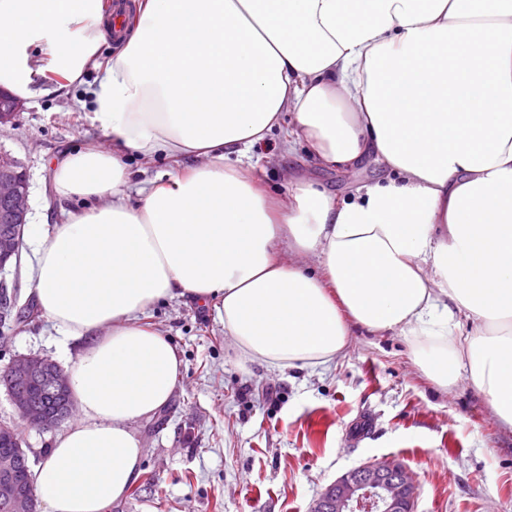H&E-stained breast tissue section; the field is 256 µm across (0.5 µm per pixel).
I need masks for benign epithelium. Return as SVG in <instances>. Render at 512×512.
I'll list each match as a JSON object with an SVG mask.
<instances>
[{
	"label": "benign epithelium",
	"instance_id": "1",
	"mask_svg": "<svg viewBox=\"0 0 512 512\" xmlns=\"http://www.w3.org/2000/svg\"><path fill=\"white\" fill-rule=\"evenodd\" d=\"M22 102L0 89V129L13 123ZM29 183L22 162L0 150V270L20 261L24 229L28 224ZM16 289L0 281V316L15 307ZM28 381L40 382L53 396L71 394L69 376L49 358L26 355L13 360L0 374L21 420L29 427L50 429L68 418L66 410L48 412L23 393ZM0 437L11 442L0 456V503L6 512H36L33 475L28 454L16 431L0 424ZM418 489L408 469L395 461L364 463L328 485L312 503L309 512H414Z\"/></svg>",
	"mask_w": 512,
	"mask_h": 512
}]
</instances>
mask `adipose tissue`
Wrapping results in <instances>:
<instances>
[{"label":"adipose tissue","instance_id":"1","mask_svg":"<svg viewBox=\"0 0 512 512\" xmlns=\"http://www.w3.org/2000/svg\"><path fill=\"white\" fill-rule=\"evenodd\" d=\"M133 9L104 62L103 0H0V87L26 99L35 76L95 70L111 142L55 172L59 196L100 205L29 227L40 310L61 345L87 341L69 371L76 416L34 470L42 512H108L140 475L134 424L181 368L139 321L163 299L212 305L241 358L272 370L331 362L354 325L403 336L432 381L467 375L512 427V0ZM286 118L320 161L371 155L392 178L339 201L292 174L288 198L272 196L248 156ZM130 150L199 163L134 202Z\"/></svg>","mask_w":512,"mask_h":512}]
</instances>
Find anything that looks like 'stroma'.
I'll return each mask as SVG.
<instances>
[{
  "label": "stroma",
  "mask_w": 512,
  "mask_h": 512,
  "mask_svg": "<svg viewBox=\"0 0 512 512\" xmlns=\"http://www.w3.org/2000/svg\"><path fill=\"white\" fill-rule=\"evenodd\" d=\"M97 74L63 87L36 77L0 146L30 174V223L54 225L93 206L59 197L54 162L110 143L92 104ZM274 135L251 150L258 180L287 196L286 172L307 174L336 199L350 197L390 171L370 160L328 166L305 142L282 153ZM177 350L180 375L169 403L135 423L142 473L109 512H309L337 478L369 461L397 460L419 489L415 512H512V428L494 416L487 395L467 378L442 389L414 363L410 344L393 334L352 327L347 350L315 369L271 371L242 362L210 309L164 300L140 317ZM46 316L0 335V370L39 354L69 370L84 346L58 348Z\"/></svg>",
  "instance_id": "1"
}]
</instances>
